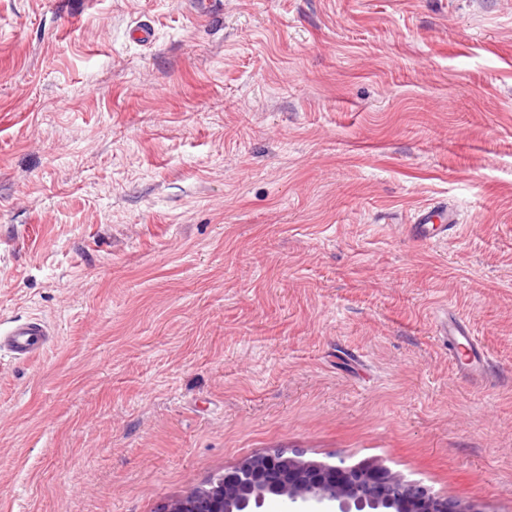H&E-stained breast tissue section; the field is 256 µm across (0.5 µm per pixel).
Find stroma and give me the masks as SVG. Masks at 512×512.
<instances>
[{
	"label": "stroma",
	"mask_w": 512,
	"mask_h": 512,
	"mask_svg": "<svg viewBox=\"0 0 512 512\" xmlns=\"http://www.w3.org/2000/svg\"><path fill=\"white\" fill-rule=\"evenodd\" d=\"M32 318L0 512H157L273 448L512 512V0H0V327ZM457 211L445 204L423 206L416 210L410 223L403 229L408 237L422 244L444 239L458 226ZM436 336L448 343L452 352V361L459 370L467 371L471 376L482 375L488 366V356L475 341L465 319L445 315L436 325Z\"/></svg>",
	"instance_id": "35a3bbf8"
}]
</instances>
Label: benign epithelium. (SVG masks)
<instances>
[{
  "instance_id": "benign-epithelium-1",
  "label": "benign epithelium",
  "mask_w": 512,
  "mask_h": 512,
  "mask_svg": "<svg viewBox=\"0 0 512 512\" xmlns=\"http://www.w3.org/2000/svg\"><path fill=\"white\" fill-rule=\"evenodd\" d=\"M275 501L288 512H475L380 466L305 460L286 448L248 458L158 512H266Z\"/></svg>"
}]
</instances>
